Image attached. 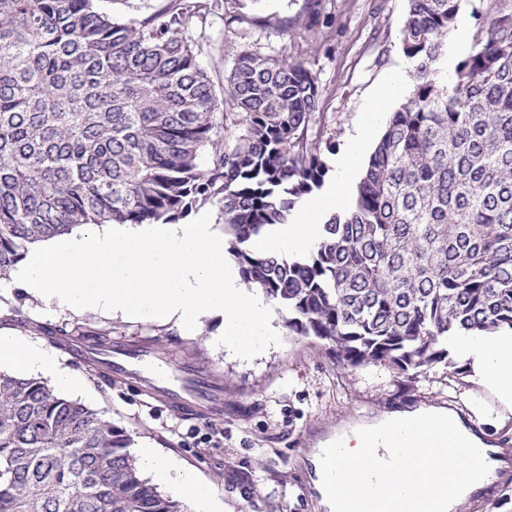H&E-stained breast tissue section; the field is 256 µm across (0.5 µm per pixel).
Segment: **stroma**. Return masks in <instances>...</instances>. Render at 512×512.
I'll list each match as a JSON object with an SVG mask.
<instances>
[{"instance_id":"35a3bbf8","label":"stroma","mask_w":512,"mask_h":512,"mask_svg":"<svg viewBox=\"0 0 512 512\" xmlns=\"http://www.w3.org/2000/svg\"><path fill=\"white\" fill-rule=\"evenodd\" d=\"M408 0H322L320 16L309 21L306 0H224L195 35L201 64L216 90H223L237 52L249 49L305 60L320 91L336 151L327 155V188H335L338 153L363 127L382 86L413 68L402 52L400 29ZM247 14L249 23H228ZM298 24L289 36L285 25ZM271 325L283 344L244 360L213 335L224 330L218 317H204L194 330L153 317L49 311L19 288H0V329L26 341L46 343L45 329H64L78 346L96 337L130 350L150 349L160 370L188 379L204 367L216 390L212 410H179L155 394L141 374H98L69 347L54 345L61 365L84 385L79 402L104 411L132 441L153 443L159 454L192 472L223 504V512H316L314 499L300 490L312 449L324 447L338 425L376 423L383 413L415 407L456 406L478 415L495 438L512 439V410L484 387L469 361L456 368L437 365L415 382L390 365L344 368L332 344L290 332L279 313Z\"/></svg>"}]
</instances>
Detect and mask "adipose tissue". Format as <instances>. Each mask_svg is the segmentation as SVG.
I'll list each match as a JSON object with an SVG mask.
<instances>
[{
  "mask_svg": "<svg viewBox=\"0 0 512 512\" xmlns=\"http://www.w3.org/2000/svg\"><path fill=\"white\" fill-rule=\"evenodd\" d=\"M370 137L369 129H362L351 147L337 160L340 181L326 200L302 205L296 222L278 228L263 241V250L269 254L290 253L304 245L315 243L321 233L322 212L328 207L341 206L348 196V177L361 163ZM463 345L472 359L477 375L495 389L502 398L512 401V341L493 337L464 340ZM15 364L28 370L51 376L64 388L76 387V380L61 367L55 355L39 344L24 342L8 331L0 330V364ZM138 464L174 495L187 501L195 512H216L215 497L202 489L197 479L174 462L161 458L149 444L135 448Z\"/></svg>",
  "mask_w": 512,
  "mask_h": 512,
  "instance_id": "obj_1",
  "label": "adipose tissue"
}]
</instances>
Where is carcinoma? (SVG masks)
<instances>
[{
  "mask_svg": "<svg viewBox=\"0 0 512 512\" xmlns=\"http://www.w3.org/2000/svg\"><path fill=\"white\" fill-rule=\"evenodd\" d=\"M219 2L0 0V278L78 226L176 223L216 198L246 287L344 367L415 380L453 365L449 339L512 331V0H489L451 79L461 0H408L407 100L292 258L253 244L323 188L335 141L302 60L238 53L218 114L194 34ZM129 444L103 412L0 373V512H186Z\"/></svg>",
  "mask_w": 512,
  "mask_h": 512,
  "instance_id": "obj_1",
  "label": "carcinoma"
}]
</instances>
